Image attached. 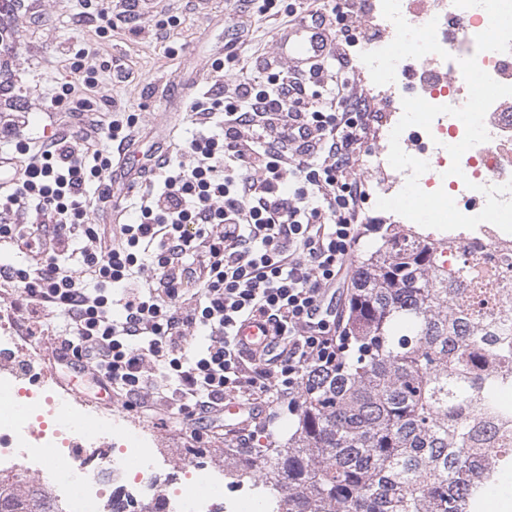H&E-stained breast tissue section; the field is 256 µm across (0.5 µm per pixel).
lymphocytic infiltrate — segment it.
Masks as SVG:
<instances>
[{"instance_id":"lymphocytic-infiltrate-1","label":"lymphocytic infiltrate","mask_w":512,"mask_h":512,"mask_svg":"<svg viewBox=\"0 0 512 512\" xmlns=\"http://www.w3.org/2000/svg\"><path fill=\"white\" fill-rule=\"evenodd\" d=\"M290 16L328 34L326 55L193 105L196 134L144 161L155 180L130 199L131 222L92 221L112 195V148L132 144L136 121L97 106L111 67L87 52L69 63L80 85L55 95L67 124L18 135L0 171V240L31 258L0 264L22 331L63 321L68 368L89 369L129 408L172 397L188 424L217 428L228 398L298 406L307 375L336 355L331 302L361 237L354 170L374 114L347 93L345 11L300 0ZM77 229L88 240L78 273L60 263ZM257 318L273 336L250 353L236 330Z\"/></svg>"}]
</instances>
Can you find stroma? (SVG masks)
Returning <instances> with one entry per match:
<instances>
[{"label": "stroma", "instance_id": "35a3bbf8", "mask_svg": "<svg viewBox=\"0 0 512 512\" xmlns=\"http://www.w3.org/2000/svg\"><path fill=\"white\" fill-rule=\"evenodd\" d=\"M100 0H25L22 11L9 20L18 37L0 59L12 65L13 98L0 110L24 113L27 134L39 137L49 119L63 111L51 97L68 79L69 60L80 49L97 60H117L122 71L110 75L100 88L111 97L112 109L138 119L136 143L127 154L137 166L143 152L179 139L191 123V104L211 85L231 89L244 80L265 81L275 35L291 0H279L277 15L262 13V0H153L140 17L139 32L129 26L105 25L98 16ZM244 22L250 40L238 43L227 56L224 42L229 25ZM134 416L159 435L168 456L198 458L207 463L230 461L232 432L204 439L192 437L181 416L167 401Z\"/></svg>", "mask_w": 512, "mask_h": 512}]
</instances>
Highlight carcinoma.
Segmentation results:
<instances>
[{"instance_id":"obj_1","label":"carcinoma","mask_w":512,"mask_h":512,"mask_svg":"<svg viewBox=\"0 0 512 512\" xmlns=\"http://www.w3.org/2000/svg\"><path fill=\"white\" fill-rule=\"evenodd\" d=\"M376 230L336 364L305 380L283 447L224 473L264 477V512H475L496 383L479 364L508 356L512 297L473 265L448 276L413 224ZM0 512L48 510L1 477Z\"/></svg>"}]
</instances>
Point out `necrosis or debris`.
<instances>
[{"instance_id": "1", "label": "necrosis or debris", "mask_w": 512, "mask_h": 512, "mask_svg": "<svg viewBox=\"0 0 512 512\" xmlns=\"http://www.w3.org/2000/svg\"><path fill=\"white\" fill-rule=\"evenodd\" d=\"M373 34L358 52V73L367 77L386 111L379 130L381 146L373 163L381 178L367 192L368 211L378 198H390L403 188L407 174L388 162L387 141L402 116V100L419 96L434 105L457 106L468 97L464 78L448 69L459 59L476 56L479 66L496 81L512 85V51L477 52L475 37L489 25L479 6L460 8L453 0H371ZM403 15L406 27L394 18ZM429 36L427 56L417 55L413 38ZM489 141L466 151L462 176L449 175L448 141H461L465 126L457 117L438 116L431 130L413 126L400 137L405 153L428 162L419 179L422 190L439 189L457 209L473 216L486 204L483 187L512 181V98L497 100L487 111ZM430 239L444 243L445 256H477L485 272L512 288V234L483 223L472 230H429ZM32 411L19 417V401ZM67 406L74 419L89 425L76 434L55 416ZM158 436L136 422L129 411H104L79 394L58 386L48 370L24 350V342L8 323L0 322V473H23L27 485L50 499L54 512H123L134 501L139 512H253L255 484L224 486V468L183 461L172 464L159 451Z\"/></svg>"}]
</instances>
